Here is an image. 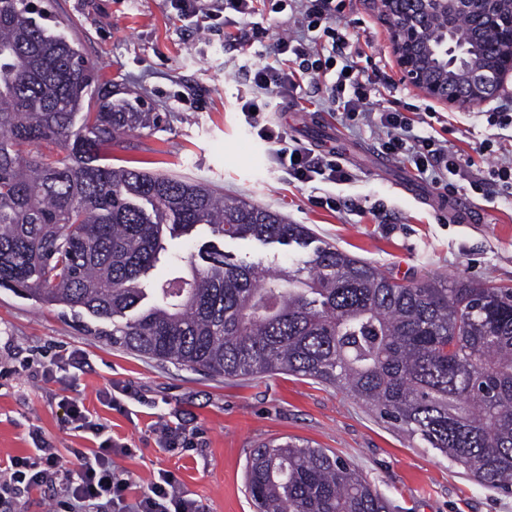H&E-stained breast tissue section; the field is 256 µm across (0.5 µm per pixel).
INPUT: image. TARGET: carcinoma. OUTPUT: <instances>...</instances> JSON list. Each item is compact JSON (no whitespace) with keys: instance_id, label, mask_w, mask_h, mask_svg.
<instances>
[{"instance_id":"obj_1","label":"carcinoma","mask_w":512,"mask_h":512,"mask_svg":"<svg viewBox=\"0 0 512 512\" xmlns=\"http://www.w3.org/2000/svg\"><path fill=\"white\" fill-rule=\"evenodd\" d=\"M32 0H0V287L124 322L112 343L214 375L286 371L342 388L485 486L512 488V288L401 283L331 244L270 272L211 248L168 255L166 232L308 247L280 214L181 176L108 163L160 116L112 100L79 46ZM58 152L23 157V144ZM65 156H60V153ZM256 512H389L341 457L293 441L253 452Z\"/></svg>"}]
</instances>
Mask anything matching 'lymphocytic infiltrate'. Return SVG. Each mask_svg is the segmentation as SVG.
I'll list each match as a JSON object with an SVG mask.
<instances>
[{"label":"lymphocytic infiltrate","instance_id":"1","mask_svg":"<svg viewBox=\"0 0 512 512\" xmlns=\"http://www.w3.org/2000/svg\"><path fill=\"white\" fill-rule=\"evenodd\" d=\"M185 17L207 23L223 20L234 31V38L253 46L264 33L256 17L261 12H291L301 32L280 37L274 49L282 56L283 66L273 67L260 60L244 63L252 85L261 100L243 101L241 112L251 132L274 143L273 163L290 182L305 185L314 181L339 183L351 179V172L336 152H322L299 142H284L281 131L263 116L264 100L297 99L305 82L324 85L330 108L343 120L374 128L381 136L383 154L409 162L417 176L444 193L454 192L457 181L468 183L473 192L484 189L483 178L473 175V158L449 149L446 141L431 133L416 131L413 119L393 109L370 105L376 82L359 68L362 51L352 44L349 33L339 28L341 12L336 0H171ZM67 422L75 430L97 437V447L76 452L73 466H65L52 448L35 447L25 456H17L0 470V506H12L22 496L58 484L65 498L66 512H97L109 506L117 512H201L196 501L186 498L177 488L172 474L161 473L151 495L127 498L128 483L112 465L120 444L103 438V426L80 405L67 404Z\"/></svg>","mask_w":512,"mask_h":512}]
</instances>
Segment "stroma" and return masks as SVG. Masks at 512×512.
Segmentation results:
<instances>
[{
  "mask_svg": "<svg viewBox=\"0 0 512 512\" xmlns=\"http://www.w3.org/2000/svg\"><path fill=\"white\" fill-rule=\"evenodd\" d=\"M48 9L53 31L79 44L113 99L159 113L157 128L128 136L113 164L208 183L225 196L279 212L307 225L316 240L336 245L401 281L463 277L512 287V197L487 182L484 194L461 189L475 203V223L452 224L432 206L404 193L413 175L406 162L382 154L378 135L331 112L317 84L298 101L271 100L267 117L287 138L336 150L354 178L345 184L289 183L264 142L244 122L240 101L254 97L241 71L242 50L223 29L179 20L169 0H33ZM341 26L366 44L367 74L389 76L396 87L373 95L380 108L411 116L431 113L451 149H484V169L512 157V124L490 125L494 108L512 109V75L482 108L464 112L426 98L400 78L390 28L373 0H345ZM215 245L237 258L276 268L306 252L220 238L205 227L168 240L170 252L198 257ZM87 312L43 305L0 288V466L41 436L75 461L74 449L93 447L91 434L71 429L63 399L74 398L126 444L113 456L130 482L127 498L147 494L155 478L173 473L203 512H254L245 467L258 445L292 439L335 452L359 471L393 512H512V491L487 487L419 437L398 431L368 405L337 387L284 371L237 379L206 375L144 358L91 335ZM179 428L176 446L163 443Z\"/></svg>",
  "mask_w": 512,
  "mask_h": 512,
  "instance_id": "stroma-1",
  "label": "stroma"
}]
</instances>
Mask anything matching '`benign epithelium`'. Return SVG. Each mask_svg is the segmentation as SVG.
<instances>
[{
	"label": "benign epithelium",
	"mask_w": 512,
	"mask_h": 512,
	"mask_svg": "<svg viewBox=\"0 0 512 512\" xmlns=\"http://www.w3.org/2000/svg\"><path fill=\"white\" fill-rule=\"evenodd\" d=\"M402 79L434 101L471 111L512 73V0H376ZM465 16L470 43L458 41ZM442 23L435 40L429 34Z\"/></svg>",
	"instance_id": "1"
}]
</instances>
